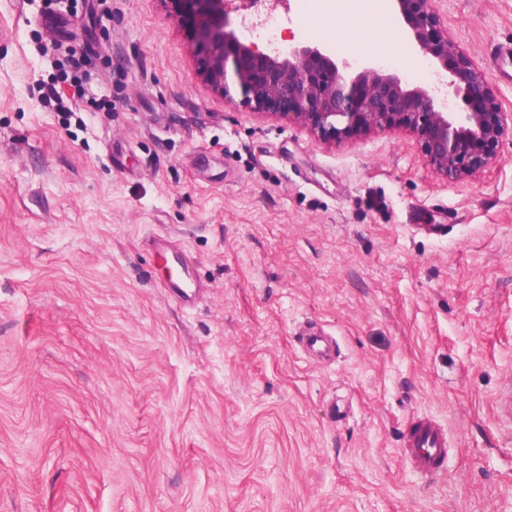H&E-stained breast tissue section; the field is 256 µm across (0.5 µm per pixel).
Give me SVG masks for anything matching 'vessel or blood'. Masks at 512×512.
Listing matches in <instances>:
<instances>
[{"label":"vessel or blood","mask_w":512,"mask_h":512,"mask_svg":"<svg viewBox=\"0 0 512 512\" xmlns=\"http://www.w3.org/2000/svg\"><path fill=\"white\" fill-rule=\"evenodd\" d=\"M161 258H174L178 275L173 284L178 292L195 287L196 279L192 261L183 254L171 255L168 249H160ZM298 342L304 353L315 357L327 356L332 340L314 326L301 328ZM403 457L410 470L421 477H433L443 473L449 463L448 430L436 419L427 416L414 417L408 424L403 440Z\"/></svg>","instance_id":"obj_1"}]
</instances>
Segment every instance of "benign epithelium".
<instances>
[{
	"mask_svg": "<svg viewBox=\"0 0 512 512\" xmlns=\"http://www.w3.org/2000/svg\"><path fill=\"white\" fill-rule=\"evenodd\" d=\"M195 51L198 75L214 91L236 88L250 109L286 118L325 142L401 128L427 163L455 179L475 175L512 135L485 75L448 36L435 0H392L412 50L436 65L438 82L409 85L378 64L339 59L301 44L261 49L226 31V0H164Z\"/></svg>",
	"mask_w": 512,
	"mask_h": 512,
	"instance_id": "1",
	"label": "benign epithelium"
}]
</instances>
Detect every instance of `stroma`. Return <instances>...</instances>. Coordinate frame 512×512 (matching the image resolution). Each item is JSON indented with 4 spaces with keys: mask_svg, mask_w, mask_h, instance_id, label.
<instances>
[{
    "mask_svg": "<svg viewBox=\"0 0 512 512\" xmlns=\"http://www.w3.org/2000/svg\"><path fill=\"white\" fill-rule=\"evenodd\" d=\"M436 7L512 114V0ZM288 19L434 78L395 14ZM154 238L193 260L191 302ZM509 388L511 137L450 179L409 132L328 144L225 101L163 0H0V512H512ZM414 415L448 429L433 481L402 457ZM298 342L302 351L311 356L324 357L331 351V337L325 336L321 329L315 330L311 325L301 328Z\"/></svg>",
    "mask_w": 512,
    "mask_h": 512,
    "instance_id": "obj_1",
    "label": "stroma"
}]
</instances>
